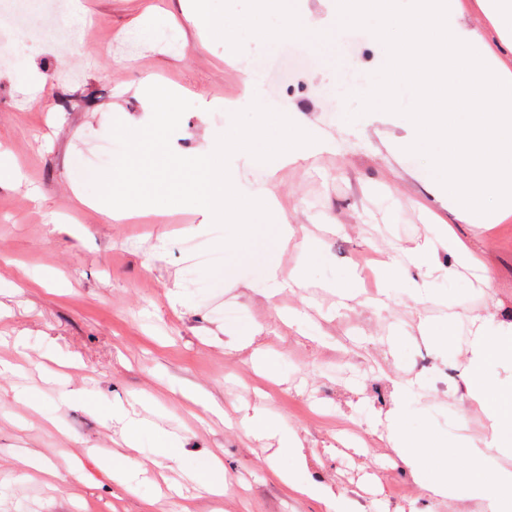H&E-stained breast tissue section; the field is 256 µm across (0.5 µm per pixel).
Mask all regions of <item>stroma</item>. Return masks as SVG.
<instances>
[{
  "mask_svg": "<svg viewBox=\"0 0 512 512\" xmlns=\"http://www.w3.org/2000/svg\"><path fill=\"white\" fill-rule=\"evenodd\" d=\"M87 21L75 52L61 55L39 29L17 27L0 36L11 51L0 65V152L23 174L19 187L0 185V512H174L190 498L194 512H325L316 500L286 491L274 476L286 459L276 440L240 428L245 408L263 403L269 415L297 432L320 465L323 481L351 493L374 512H453L444 499L423 497L401 459L385 448L386 412L395 385L426 382L411 433L461 435L482 448L491 439L484 411L460 396L468 379L465 341L473 324L497 333L512 326V213L477 220L461 215L444 189L428 178L427 160L399 151L416 131L405 117L376 111L354 122L357 101L342 97L343 79H366L387 56L368 31L339 29L336 0H283L282 13L308 33L300 58L285 43L238 40L237 20L250 0H211L224 17L223 40L201 48L181 0H73ZM126 38H118L120 29ZM111 50H102V43ZM259 71L262 101L292 110L331 145L276 172L248 157L231 158L244 185L271 191L298 231L281 255L280 271L302 268V285L267 299L255 280L262 270L232 251L225 268L186 265L185 239L216 246L225 236L195 210L147 212L110 222L87 202V175L111 159L88 164L83 155L106 139L114 119L146 125L140 85L153 77L189 100L191 109L171 137L188 157L207 152L230 124L228 104L249 105L243 71ZM59 231H49L46 217ZM319 256L307 260L304 239ZM435 244L438 263L452 271L442 303L414 297L416 269L388 281L378 263ZM358 274L346 296L336 288ZM249 287H242V280ZM180 291L183 304L172 307ZM300 315L302 330L281 318ZM450 325L457 351L442 359L423 342L420 322ZM263 325L258 345L274 362L258 371L248 348H229L225 332ZM29 388L43 406L18 404ZM185 388L211 394L207 410L182 397ZM76 399L63 401L67 392ZM151 400L154 418L180 433L178 460L149 459L125 448L119 425L105 427L95 407ZM38 454L39 467L17 474L16 458ZM224 461L223 495L185 481L203 458ZM118 457L143 468L147 482L127 493L101 468Z\"/></svg>",
  "mask_w": 512,
  "mask_h": 512,
  "instance_id": "stroma-1",
  "label": "stroma"
}]
</instances>
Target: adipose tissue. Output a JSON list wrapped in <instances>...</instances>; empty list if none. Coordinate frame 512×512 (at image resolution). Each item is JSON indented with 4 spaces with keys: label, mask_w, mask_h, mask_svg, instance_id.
Instances as JSON below:
<instances>
[{
    "label": "adipose tissue",
    "mask_w": 512,
    "mask_h": 512,
    "mask_svg": "<svg viewBox=\"0 0 512 512\" xmlns=\"http://www.w3.org/2000/svg\"><path fill=\"white\" fill-rule=\"evenodd\" d=\"M467 355L469 379L464 398L488 414L493 429L489 449H473L462 465L458 462V437L451 435L440 441L408 434L406 419L422 388L421 383L412 381L398 386L394 406L386 415V442L408 465L419 488L429 496L456 504L457 512H512V470L489 467L490 453L512 457V382H499L488 375L493 366L512 362V331L496 336L476 331L469 341ZM99 414L106 422L122 421L124 442L132 451L172 456L183 450L182 439L175 432L123 407H103ZM240 425L256 438L277 439L276 455L292 462L288 469L276 472L289 491L318 500L326 512H365L345 491L327 482L308 479V457L299 435L284 430L262 405H255L251 413L245 414Z\"/></svg>",
    "instance_id": "adipose-tissue-1"
}]
</instances>
